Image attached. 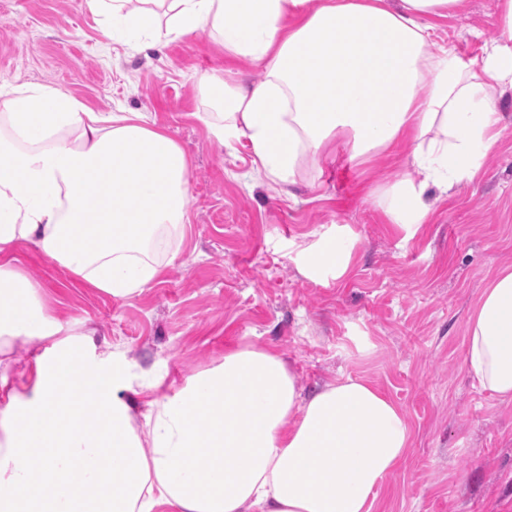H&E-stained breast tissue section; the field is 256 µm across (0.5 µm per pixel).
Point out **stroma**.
<instances>
[{
	"label": "stroma",
	"mask_w": 512,
	"mask_h": 512,
	"mask_svg": "<svg viewBox=\"0 0 512 512\" xmlns=\"http://www.w3.org/2000/svg\"><path fill=\"white\" fill-rule=\"evenodd\" d=\"M499 20V0H464L439 34L471 60L498 37ZM212 72L248 84L265 76L206 31L131 50L80 0H0V84L49 86L97 112L145 113L189 162L190 222L153 247L161 272L139 296L104 294L17 246L16 267L44 313L68 333L92 330L96 343L120 346L164 394L248 346L281 355L305 395L343 374L365 377L413 434L376 512H512V402L481 390L465 364L468 317L512 266V88L488 90L503 121L479 175L449 195L431 189L428 220L410 237L381 200L412 170L405 145L359 160L337 135L285 196L251 181L248 148L214 137L199 85ZM339 230L355 240L348 272L304 269L301 250Z\"/></svg>",
	"instance_id": "35a3bbf8"
}]
</instances>
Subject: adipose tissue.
<instances>
[{"label": "adipose tissue", "instance_id": "1", "mask_svg": "<svg viewBox=\"0 0 512 512\" xmlns=\"http://www.w3.org/2000/svg\"><path fill=\"white\" fill-rule=\"evenodd\" d=\"M464 0H83L112 42L174 40L213 29L231 56L262 64L246 86L213 74L202 86L217 138L246 143L253 177L294 185L302 157L336 134L352 157L403 143L413 175L387 215L415 235L430 187L473 180L499 141L487 87L512 82V0L479 70L436 44L433 19ZM0 512H373L412 433L402 410L365 378L343 376L308 397L276 353L244 347L170 395L92 333L61 337L34 285L7 263L36 245L114 297L156 280L145 239L189 223L187 157L140 112H96L38 85L0 87ZM354 243H315L312 267L341 276ZM35 345L11 357L16 337ZM466 367L512 401V266L484 289L468 321Z\"/></svg>", "mask_w": 512, "mask_h": 512}]
</instances>
